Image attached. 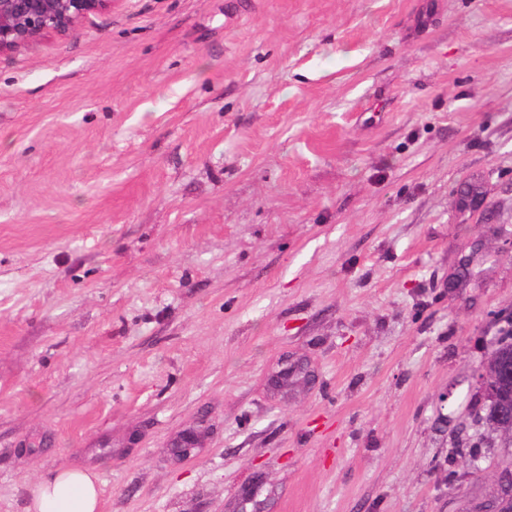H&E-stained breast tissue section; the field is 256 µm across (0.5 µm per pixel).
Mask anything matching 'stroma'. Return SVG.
I'll return each mask as SVG.
<instances>
[{
  "label": "stroma",
  "instance_id": "stroma-1",
  "mask_svg": "<svg viewBox=\"0 0 512 512\" xmlns=\"http://www.w3.org/2000/svg\"><path fill=\"white\" fill-rule=\"evenodd\" d=\"M511 318L512 0H114L0 55V512L70 467L100 512H484ZM497 350L512 357V329L497 342L496 350L486 358L480 374L486 398L501 397L488 425L512 441V360H506Z\"/></svg>",
  "mask_w": 512,
  "mask_h": 512
}]
</instances>
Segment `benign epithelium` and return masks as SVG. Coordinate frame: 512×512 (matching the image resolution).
I'll return each instance as SVG.
<instances>
[{
  "label": "benign epithelium",
  "mask_w": 512,
  "mask_h": 512,
  "mask_svg": "<svg viewBox=\"0 0 512 512\" xmlns=\"http://www.w3.org/2000/svg\"><path fill=\"white\" fill-rule=\"evenodd\" d=\"M112 9V0H0V54L27 48L41 37L65 36L91 14ZM304 372L301 364L284 362L273 376L275 385ZM485 396L500 399L488 425L512 440V361L496 350L486 358L480 374ZM197 445L193 433L183 435L172 448L178 456L190 454ZM497 512H512V472L499 476Z\"/></svg>",
  "instance_id": "7a95c632"
}]
</instances>
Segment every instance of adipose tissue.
<instances>
[{
	"label": "adipose tissue",
	"mask_w": 512,
	"mask_h": 512,
	"mask_svg": "<svg viewBox=\"0 0 512 512\" xmlns=\"http://www.w3.org/2000/svg\"><path fill=\"white\" fill-rule=\"evenodd\" d=\"M99 505L97 475L63 469L33 485L28 512H98Z\"/></svg>",
	"instance_id": "1"
}]
</instances>
